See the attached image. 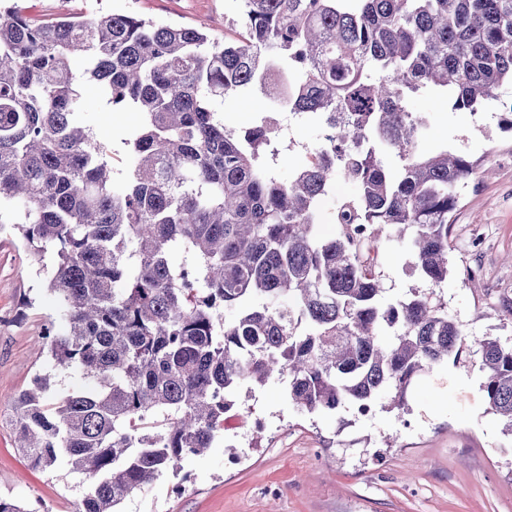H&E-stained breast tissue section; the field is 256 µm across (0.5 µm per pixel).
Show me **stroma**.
Wrapping results in <instances>:
<instances>
[{
	"instance_id": "obj_1",
	"label": "stroma",
	"mask_w": 512,
	"mask_h": 512,
	"mask_svg": "<svg viewBox=\"0 0 512 512\" xmlns=\"http://www.w3.org/2000/svg\"><path fill=\"white\" fill-rule=\"evenodd\" d=\"M35 20L63 14L89 18L136 12L158 22L203 28L216 40L230 34L241 0H24ZM88 123L111 149L116 177L132 168L124 140L137 124L134 112H109L87 89ZM426 127L422 146L442 145L478 160L484 178L462 190L450 228L451 258L458 268L481 266L476 282L450 277L434 297L470 338L488 335L512 342V324L499 312L512 308V131L501 127L497 108L454 109L447 96L416 100ZM272 113L283 152L278 172L289 179L304 148L319 138L317 121L287 122L254 95L224 103L232 128L251 127ZM410 256L400 244L382 248L381 270L388 299L407 295L422 282L410 275ZM52 256L34 260L12 225L0 226V497L26 504L30 512H73L85 490L83 477L66 461L49 470L33 468L15 446L6 420L11 400L35 374L49 375L54 391L85 387L80 372L55 367L39 356L48 322L64 328L55 296L37 270ZM478 357L423 373L407 396L402 415L374 406L369 415L345 408L331 415H305L289 404L281 382L241 393L246 406L228 419L224 438L206 454L183 461L130 494L121 512H512V438L502 432L481 391Z\"/></svg>"
}]
</instances>
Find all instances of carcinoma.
Segmentation results:
<instances>
[{
  "label": "carcinoma",
  "instance_id": "carcinoma-1",
  "mask_svg": "<svg viewBox=\"0 0 512 512\" xmlns=\"http://www.w3.org/2000/svg\"><path fill=\"white\" fill-rule=\"evenodd\" d=\"M234 24L220 42L133 12L38 23L0 6V210L16 211L34 256L56 255L48 288L68 329L46 325L44 348L88 379L59 394L35 375L10 424L33 467L63 459L89 481L75 512H120L224 437L242 389L271 380L305 414L379 398L401 413L422 373L473 346L512 437V345L469 343L418 289L386 299L379 260L395 241L420 279L455 273L448 229L479 164L425 151L412 102L498 104L512 130V0H242ZM88 85L109 111L141 113L122 181L83 119ZM251 92L324 128L286 182L276 122L239 132L221 115L225 98ZM338 176L357 192L323 236Z\"/></svg>",
  "mask_w": 512,
  "mask_h": 512
}]
</instances>
